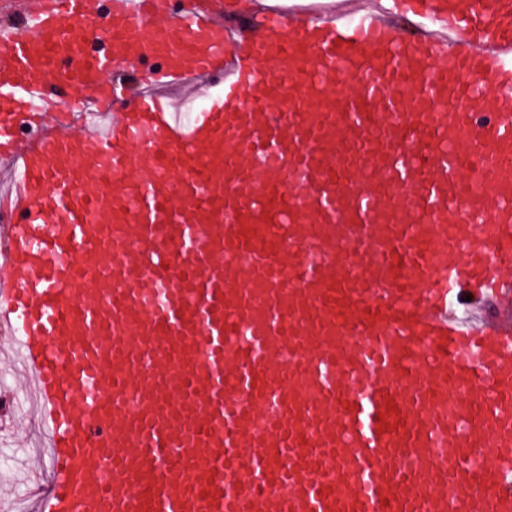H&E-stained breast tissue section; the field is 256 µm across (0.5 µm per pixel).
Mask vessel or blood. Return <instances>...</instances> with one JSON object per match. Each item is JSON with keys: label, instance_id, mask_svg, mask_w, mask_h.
I'll return each mask as SVG.
<instances>
[{"label": "vessel or blood", "instance_id": "obj_1", "mask_svg": "<svg viewBox=\"0 0 512 512\" xmlns=\"http://www.w3.org/2000/svg\"><path fill=\"white\" fill-rule=\"evenodd\" d=\"M19 13L0 333L34 512H512V0ZM134 65L168 94L115 104Z\"/></svg>", "mask_w": 512, "mask_h": 512}]
</instances>
